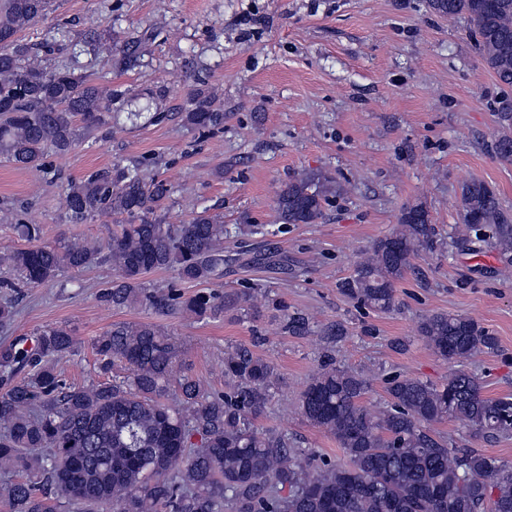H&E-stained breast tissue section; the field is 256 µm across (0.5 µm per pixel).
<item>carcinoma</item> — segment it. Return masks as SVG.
<instances>
[{
	"mask_svg": "<svg viewBox=\"0 0 512 512\" xmlns=\"http://www.w3.org/2000/svg\"><path fill=\"white\" fill-rule=\"evenodd\" d=\"M52 0H0V161L58 179L52 160L63 158L91 134L112 133L118 92L81 72L87 36L54 34L37 43L19 33L47 16ZM444 17L460 18L478 36L481 57L496 80L512 86V0H429ZM69 49L54 68L44 56ZM183 122L202 136L224 131V108L213 94L195 90ZM171 184L151 175L143 159L111 165L60 185L64 212L74 224L115 218L99 242L48 244L22 211L0 202V221L28 242L0 255L12 276L0 288L52 284L67 270L97 260L113 277L100 301L115 309L146 301L200 319L243 304L259 312L249 292L219 299L170 289L146 292L144 274L171 270L180 282L203 284L224 276V220L202 211L179 224H163L157 211ZM344 188L328 175L302 172L277 197L284 224H313ZM462 223L488 224L495 247L512 265V222L482 181L461 187ZM421 204L406 208L399 228L378 239L356 267L346 291L363 304L389 311L396 284L433 237ZM284 330L310 332L309 319L291 314ZM419 332L439 358L463 362L497 341L472 318L434 313ZM66 326H48L31 341L0 346V502L8 512H58L77 502L98 512H512V462L466 448H451L433 425L461 420L479 433L512 430V397L482 394L478 378L458 371L435 386L395 379L390 405L371 410L364 378L329 358L300 397L304 416L336 439L348 464L295 447L283 434L259 432V415L279 382L272 365L246 346L224 353L220 367L234 385L206 393L180 369L176 343L152 323L118 322L91 340L98 372L116 363L127 379L86 386L68 384L58 362L75 352ZM176 388V402L164 397Z\"/></svg>",
	"mask_w": 512,
	"mask_h": 512,
	"instance_id": "carcinoma-1",
	"label": "carcinoma"
}]
</instances>
